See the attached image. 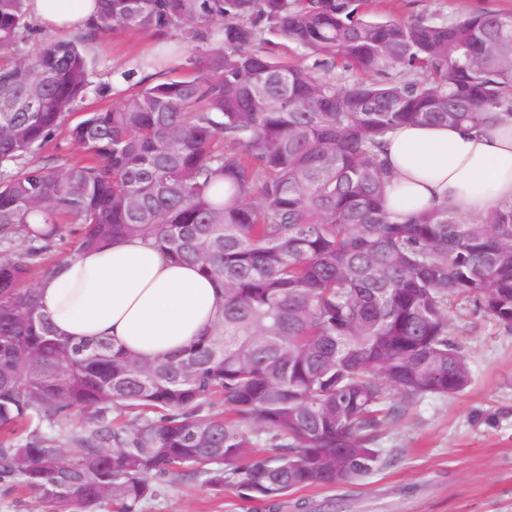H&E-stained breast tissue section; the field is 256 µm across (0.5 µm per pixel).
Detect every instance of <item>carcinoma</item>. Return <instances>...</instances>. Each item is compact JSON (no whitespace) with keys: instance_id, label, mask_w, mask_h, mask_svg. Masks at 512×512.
<instances>
[{"instance_id":"1","label":"carcinoma","mask_w":512,"mask_h":512,"mask_svg":"<svg viewBox=\"0 0 512 512\" xmlns=\"http://www.w3.org/2000/svg\"><path fill=\"white\" fill-rule=\"evenodd\" d=\"M26 2L0 0V50L33 30ZM367 2L98 0L78 36L0 67L1 491L31 490L44 512H142L202 477L278 512L358 483L383 463L386 422L471 385L451 314L512 329V203L400 223L381 149L400 125L512 115V14L382 21ZM125 28L155 37L145 67L191 47L194 71L146 75L69 124L111 91L85 44ZM284 42L313 64L283 62ZM64 128L91 162H31ZM69 224L79 250L139 237L197 265L219 286L214 326L151 361L60 338L23 283ZM77 411L64 441L42 430Z\"/></svg>"}]
</instances>
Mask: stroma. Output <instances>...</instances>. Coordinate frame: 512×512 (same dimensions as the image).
Instances as JSON below:
<instances>
[{"mask_svg":"<svg viewBox=\"0 0 512 512\" xmlns=\"http://www.w3.org/2000/svg\"><path fill=\"white\" fill-rule=\"evenodd\" d=\"M370 13L391 20L446 22L474 11L511 12L512 0H370ZM154 47L139 30L110 32L93 40V79L113 94L89 98L87 108H107L133 91L122 78L141 72ZM456 341L473 370L463 393L428 395L386 426L378 446L386 466L357 485L304 489L319 504L344 500V512H512V331L480 313ZM143 512H254L237 491L218 495L203 480L176 479L164 497Z\"/></svg>","mask_w":512,"mask_h":512,"instance_id":"1","label":"stroma"}]
</instances>
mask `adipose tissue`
<instances>
[{
  "mask_svg": "<svg viewBox=\"0 0 512 512\" xmlns=\"http://www.w3.org/2000/svg\"><path fill=\"white\" fill-rule=\"evenodd\" d=\"M38 25L85 27L96 0H27ZM382 157L390 172L386 206L408 217L448 204L468 217L512 202V116L482 130L403 125L389 133ZM42 308L62 337L103 338L152 360L190 346L215 318L217 289L196 266L171 261L153 242L124 239L78 251L37 285Z\"/></svg>",
  "mask_w": 512,
  "mask_h": 512,
  "instance_id": "1",
  "label": "adipose tissue"
}]
</instances>
